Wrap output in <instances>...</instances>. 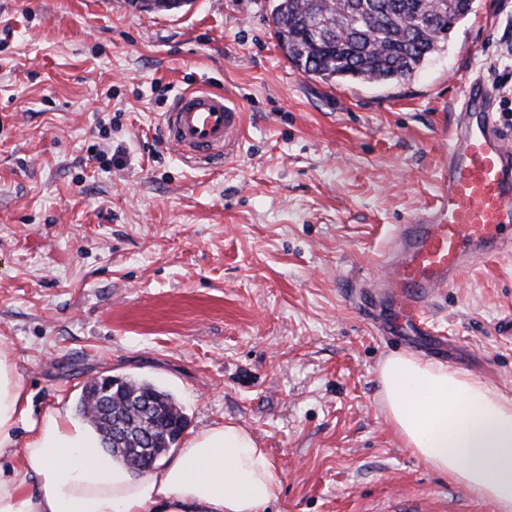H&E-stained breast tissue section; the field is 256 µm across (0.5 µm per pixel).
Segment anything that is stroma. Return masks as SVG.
Listing matches in <instances>:
<instances>
[{
	"mask_svg": "<svg viewBox=\"0 0 512 512\" xmlns=\"http://www.w3.org/2000/svg\"><path fill=\"white\" fill-rule=\"evenodd\" d=\"M272 5L0 0V350L37 413L114 376L172 394L188 430L239 421L281 474L268 512H498L405 447L379 368L412 355L512 399V254L440 291V335L401 346L362 289L435 202L465 82L512 124V0H474L380 87L298 71ZM201 87L243 111L228 159L165 140L175 96Z\"/></svg>",
	"mask_w": 512,
	"mask_h": 512,
	"instance_id": "35a3bbf8",
	"label": "stroma"
}]
</instances>
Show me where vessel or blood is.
Segmentation results:
<instances>
[{"label":"vessel or blood","instance_id":"obj_1","mask_svg":"<svg viewBox=\"0 0 512 512\" xmlns=\"http://www.w3.org/2000/svg\"><path fill=\"white\" fill-rule=\"evenodd\" d=\"M496 94L483 79L468 80L448 128L437 199L399 225L366 296L389 299L399 323L426 336L438 290L458 285L475 261L512 250V133L495 112ZM242 125L239 107L222 92L180 93L165 115L169 143L203 160L233 154Z\"/></svg>","mask_w":512,"mask_h":512}]
</instances>
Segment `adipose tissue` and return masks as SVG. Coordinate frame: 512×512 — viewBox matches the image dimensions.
I'll list each match as a JSON object with an SVG mask.
<instances>
[{"label":"adipose tissue","mask_w":512,"mask_h":512,"mask_svg":"<svg viewBox=\"0 0 512 512\" xmlns=\"http://www.w3.org/2000/svg\"><path fill=\"white\" fill-rule=\"evenodd\" d=\"M389 420L433 469L512 512V401L480 377L395 355L380 367ZM281 489L267 449L226 419L143 476L105 453L64 403L34 415L0 352V512H265Z\"/></svg>","instance_id":"1"}]
</instances>
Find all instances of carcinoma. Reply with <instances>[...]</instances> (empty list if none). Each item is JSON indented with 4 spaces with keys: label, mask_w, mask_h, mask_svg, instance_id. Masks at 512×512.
Returning a JSON list of instances; mask_svg holds the SVG:
<instances>
[{
    "label": "carcinoma",
    "mask_w": 512,
    "mask_h": 512,
    "mask_svg": "<svg viewBox=\"0 0 512 512\" xmlns=\"http://www.w3.org/2000/svg\"><path fill=\"white\" fill-rule=\"evenodd\" d=\"M473 0H451L442 11L433 0H276L271 27L289 63L325 83H398L437 51L448 32L472 10ZM100 389L89 384L79 410L105 438L112 423L126 425L127 441L108 453L126 466L152 468L151 455L177 441L186 418L167 391L128 379L112 389V415L95 412Z\"/></svg>",
    "instance_id": "1"
}]
</instances>
